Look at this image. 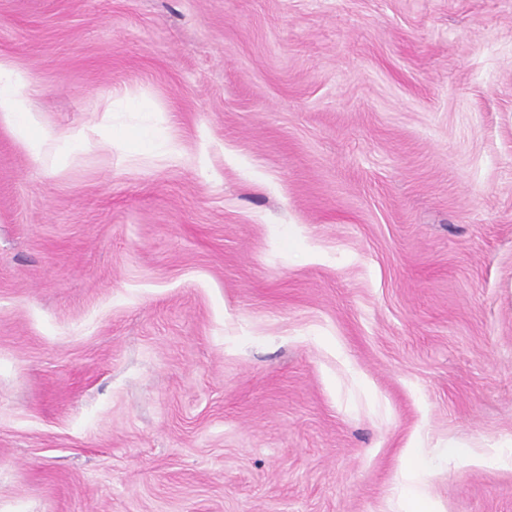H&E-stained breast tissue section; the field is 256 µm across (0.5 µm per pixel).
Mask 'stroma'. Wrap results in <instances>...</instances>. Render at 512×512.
Listing matches in <instances>:
<instances>
[{"instance_id":"stroma-1","label":"stroma","mask_w":512,"mask_h":512,"mask_svg":"<svg viewBox=\"0 0 512 512\" xmlns=\"http://www.w3.org/2000/svg\"><path fill=\"white\" fill-rule=\"evenodd\" d=\"M0 58L148 133L0 122V512H512V0H0Z\"/></svg>"}]
</instances>
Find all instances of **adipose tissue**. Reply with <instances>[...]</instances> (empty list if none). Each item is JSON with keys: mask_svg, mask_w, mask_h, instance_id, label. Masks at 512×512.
<instances>
[{"mask_svg": "<svg viewBox=\"0 0 512 512\" xmlns=\"http://www.w3.org/2000/svg\"><path fill=\"white\" fill-rule=\"evenodd\" d=\"M7 117L15 135L35 157H50L53 164H63L73 150L88 143L89 129L62 136L40 130L33 106L29 79L12 64L0 61V117Z\"/></svg>", "mask_w": 512, "mask_h": 512, "instance_id": "1", "label": "adipose tissue"}]
</instances>
